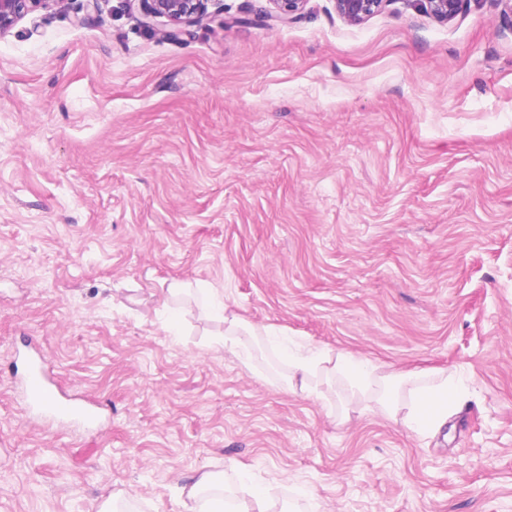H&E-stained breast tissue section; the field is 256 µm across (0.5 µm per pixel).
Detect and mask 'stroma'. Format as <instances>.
<instances>
[{
	"label": "stroma",
	"mask_w": 512,
	"mask_h": 512,
	"mask_svg": "<svg viewBox=\"0 0 512 512\" xmlns=\"http://www.w3.org/2000/svg\"><path fill=\"white\" fill-rule=\"evenodd\" d=\"M58 0L0 36V512H181L210 472L274 512H512V26L335 0L281 22L215 0ZM205 284L256 327L465 389L435 433L338 381L245 368ZM35 346L100 428L27 409ZM347 411L345 422L332 410ZM215 0H141L144 5L145 24H157L179 28L197 23L208 11V5ZM338 14L348 23L356 25L379 11L385 0H336Z\"/></svg>",
	"instance_id": "35a3bbf8"
}]
</instances>
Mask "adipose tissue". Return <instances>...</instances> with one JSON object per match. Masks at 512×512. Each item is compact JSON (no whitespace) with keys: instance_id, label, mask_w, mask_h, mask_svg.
<instances>
[{"instance_id":"obj_1","label":"adipose tissue","mask_w":512,"mask_h":512,"mask_svg":"<svg viewBox=\"0 0 512 512\" xmlns=\"http://www.w3.org/2000/svg\"><path fill=\"white\" fill-rule=\"evenodd\" d=\"M200 294L207 317L224 323L220 345L235 352L244 367L252 366L253 351L260 345L280 352L288 363L283 383L286 391L319 399L323 396L321 379H340L353 396L366 399V411L390 417L403 415L405 423L418 432L441 427L459 401L454 382L427 383L415 373L382 371L347 350L332 351L293 337L282 339L276 327L247 325L233 305L213 289H201ZM402 392L407 395L403 401L398 398ZM181 505L184 512H224V496L215 492L211 475L204 472L184 487Z\"/></svg>"}]
</instances>
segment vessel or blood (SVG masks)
<instances>
[{"label":"vessel or blood","mask_w":512,"mask_h":512,"mask_svg":"<svg viewBox=\"0 0 512 512\" xmlns=\"http://www.w3.org/2000/svg\"><path fill=\"white\" fill-rule=\"evenodd\" d=\"M24 398L29 408L54 419H75L88 425L98 419L97 405L63 393L46 362L38 356L27 361Z\"/></svg>","instance_id":"vessel-or-blood-1"}]
</instances>
